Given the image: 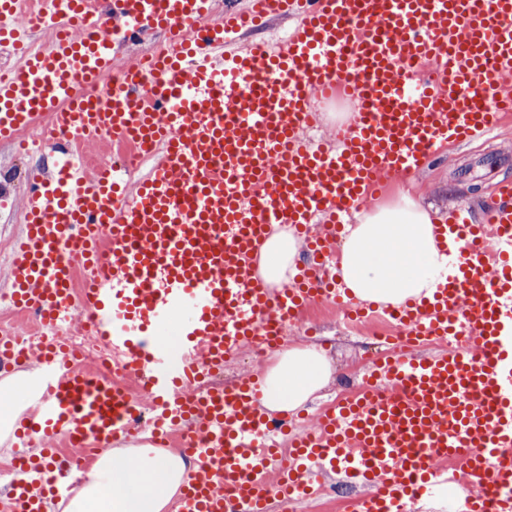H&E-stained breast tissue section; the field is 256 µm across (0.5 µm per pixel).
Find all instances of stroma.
I'll list each match as a JSON object with an SVG mask.
<instances>
[{
  "mask_svg": "<svg viewBox=\"0 0 512 512\" xmlns=\"http://www.w3.org/2000/svg\"><path fill=\"white\" fill-rule=\"evenodd\" d=\"M501 180H512V119L489 138L447 150L417 172L390 176L381 197L387 200L404 190L444 216L450 207L464 204L479 224L496 203L495 185ZM288 342L320 347L333 368L325 389L295 415L293 424L299 428L316 426L319 413L341 398L347 386H359L368 364L386 351L379 338L358 337L346 324L343 311L334 306L322 317L306 311L289 325Z\"/></svg>",
  "mask_w": 512,
  "mask_h": 512,
  "instance_id": "35a3bbf8",
  "label": "stroma"
}]
</instances>
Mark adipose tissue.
Listing matches in <instances>:
<instances>
[{
    "label": "adipose tissue",
    "instance_id": "ef3b65f1",
    "mask_svg": "<svg viewBox=\"0 0 512 512\" xmlns=\"http://www.w3.org/2000/svg\"><path fill=\"white\" fill-rule=\"evenodd\" d=\"M439 216L410 193L398 200L362 210L343 236L339 280L357 299L381 307H400L431 297L453 272L452 259L437 239ZM298 245L288 228L275 229L261 245L258 273L271 288H281L297 273ZM332 368L313 346H290L259 381L260 402L267 413L295 412L329 383ZM37 370H21L0 381V393L15 406L0 416V431L19 428L16 409L38 394ZM191 456L148 445L114 448L91 466L74 495L58 503L59 512H167L185 484Z\"/></svg>",
    "mask_w": 512,
    "mask_h": 512
}]
</instances>
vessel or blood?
<instances>
[{"mask_svg": "<svg viewBox=\"0 0 512 512\" xmlns=\"http://www.w3.org/2000/svg\"><path fill=\"white\" fill-rule=\"evenodd\" d=\"M27 0H0V141L46 127L53 169L29 180L25 225L9 257L10 299L48 332L81 317L126 379L142 381L169 447L201 433L177 512H271L313 498L329 473L368 486L347 512H400L407 497L452 482L463 512H512V183L485 224L467 209L441 227L454 272L432 297L392 308L404 347L375 361L356 398L317 426L289 432L268 416L255 379L189 389L204 369L283 328L320 301L361 310L328 282L333 236L294 288L256 274L273 225L338 223L435 153L512 116V0H246L213 18L215 0H41L64 20L39 51L23 46ZM295 18L289 33L243 44L245 32ZM149 30L165 39L140 59L121 52ZM348 101L338 149L304 138L312 101ZM138 145L155 164L134 189L117 183L104 139ZM178 319V348L162 331ZM457 336L466 352L419 350ZM47 368L33 416L45 436L83 447L59 471L130 438L133 402L106 375L41 348ZM288 438L277 454L272 434ZM44 461L19 458L11 512H43Z\"/></svg>", "mask_w": 512, "mask_h": 512, "instance_id": "vessel-or-blood-1", "label": "vessel or blood"}]
</instances>
